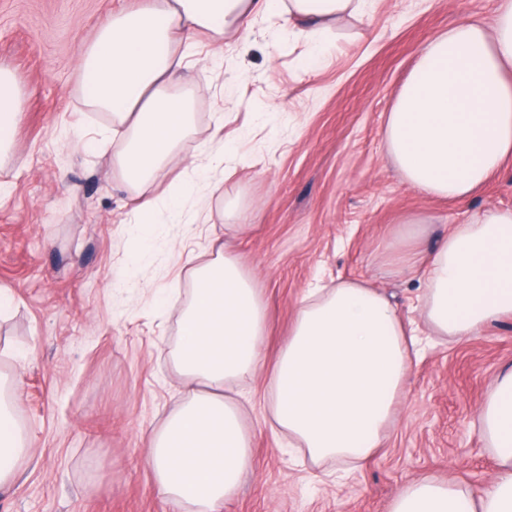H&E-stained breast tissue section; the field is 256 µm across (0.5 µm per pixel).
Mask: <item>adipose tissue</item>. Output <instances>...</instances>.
<instances>
[{
    "instance_id": "1",
    "label": "adipose tissue",
    "mask_w": 512,
    "mask_h": 512,
    "mask_svg": "<svg viewBox=\"0 0 512 512\" xmlns=\"http://www.w3.org/2000/svg\"><path fill=\"white\" fill-rule=\"evenodd\" d=\"M357 0H148L113 13L78 65L85 104L123 131L112 170L136 201L140 223L159 207L179 213L198 194L183 176L159 196L193 125L198 92L180 84L201 37H247L253 17L280 12L306 22L321 46ZM25 97L0 68V160L8 157ZM387 151L413 189L467 200L512 158V0H497L492 23L462 21L420 51L384 128ZM420 228L406 229L392 258L421 272L425 337L406 328L378 289L361 281L308 289L298 300L288 340L269 376L272 425L314 462L351 471L381 447L397 420L412 352L434 338L479 334L512 315V209L488 208L455 225L431 251ZM172 351L192 390L184 405L148 435L146 465L158 493L180 512H222L251 466L241 406L229 395L260 367L267 308L236 257L195 269ZM18 393L0 373V486L13 481L31 443L13 414ZM476 426L496 463L491 485L423 478L407 483L388 512H512V368L500 372Z\"/></svg>"
}]
</instances>
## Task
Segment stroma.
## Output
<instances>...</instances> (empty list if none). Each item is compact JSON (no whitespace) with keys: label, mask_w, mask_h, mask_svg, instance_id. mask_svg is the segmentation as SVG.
<instances>
[{"label":"stroma","mask_w":512,"mask_h":512,"mask_svg":"<svg viewBox=\"0 0 512 512\" xmlns=\"http://www.w3.org/2000/svg\"><path fill=\"white\" fill-rule=\"evenodd\" d=\"M139 0H0V67L14 72L25 114L0 163V370L18 389L31 443L0 512H178L155 489L145 438L177 411L188 387L172 363L193 271L235 256L262 288V366L241 385L252 408L253 459L223 512H388L422 476L481 491L496 462L474 422L498 373L512 365V316L465 340L431 345L409 366L398 421L349 477L332 463L290 459L270 422L266 382L297 299L316 283L363 280L405 322L421 323L424 285L398 275L388 246L425 219L422 249L489 207L512 208V159L462 203L406 185L384 126L419 51L456 23L490 21L496 0H367L339 21L313 67L302 22L255 17L248 47H220L214 77L202 47L183 76L199 89L188 161L223 152L207 177L205 224L160 209L140 227L110 154L91 147L110 119L83 102L77 66L97 29ZM183 294L165 295L173 279Z\"/></svg>","instance_id":"stroma-1"}]
</instances>
